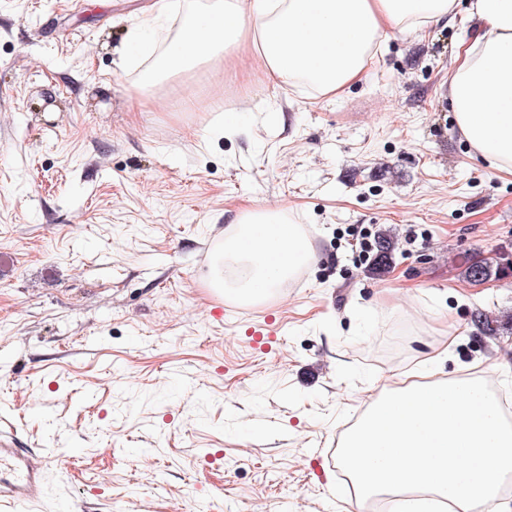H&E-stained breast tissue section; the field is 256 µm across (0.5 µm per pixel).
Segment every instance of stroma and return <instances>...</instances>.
Listing matches in <instances>:
<instances>
[{
	"mask_svg": "<svg viewBox=\"0 0 512 512\" xmlns=\"http://www.w3.org/2000/svg\"><path fill=\"white\" fill-rule=\"evenodd\" d=\"M150 2L0 0V423L62 451L28 512H364L336 442L369 392L444 352L512 401V274L461 268L512 253V174L446 97L469 25L389 34L336 98L229 55L133 112L147 61L119 51ZM252 203L314 256L247 305L208 271ZM353 225L394 238L385 271Z\"/></svg>",
	"mask_w": 512,
	"mask_h": 512,
	"instance_id": "stroma-1",
	"label": "stroma"
}]
</instances>
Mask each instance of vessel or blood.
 I'll use <instances>...</instances> for the list:
<instances>
[{
	"mask_svg": "<svg viewBox=\"0 0 512 512\" xmlns=\"http://www.w3.org/2000/svg\"><path fill=\"white\" fill-rule=\"evenodd\" d=\"M51 459L47 450L32 451L21 447L16 435L0 434V486L11 493L18 512L43 496Z\"/></svg>",
	"mask_w": 512,
	"mask_h": 512,
	"instance_id": "vessel-or-blood-1",
	"label": "vessel or blood"
}]
</instances>
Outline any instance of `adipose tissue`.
Returning <instances> with one entry per match:
<instances>
[{
	"mask_svg": "<svg viewBox=\"0 0 512 512\" xmlns=\"http://www.w3.org/2000/svg\"><path fill=\"white\" fill-rule=\"evenodd\" d=\"M472 35L461 42L448 74V105L461 138L496 171L512 173V0H209L186 17L179 36L153 59L130 109L152 100L162 78L191 71L233 52L278 86L337 97L360 80L386 32L424 34L457 17ZM312 254L310 243L281 213L261 211L241 222L216 255L211 286L257 301ZM239 266L224 281V260ZM429 383L395 375L363 420L343 439V462L356 494L394 489L447 501L451 512H494L512 476V424L500 415L488 372Z\"/></svg>",
	"mask_w": 512,
	"mask_h": 512,
	"instance_id": "adipose-tissue-1",
	"label": "adipose tissue"
}]
</instances>
